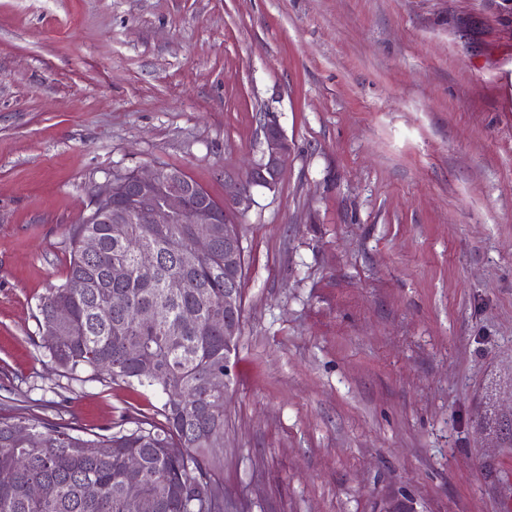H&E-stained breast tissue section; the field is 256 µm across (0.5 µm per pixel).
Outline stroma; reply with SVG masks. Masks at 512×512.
<instances>
[{"instance_id": "obj_1", "label": "stroma", "mask_w": 512, "mask_h": 512, "mask_svg": "<svg viewBox=\"0 0 512 512\" xmlns=\"http://www.w3.org/2000/svg\"><path fill=\"white\" fill-rule=\"evenodd\" d=\"M267 119L292 152L238 226L224 512H512L506 0H0V408L161 406L62 377L39 298L113 172L223 201Z\"/></svg>"}]
</instances>
